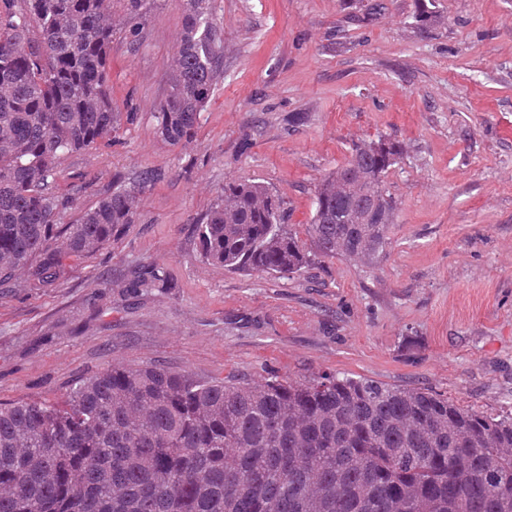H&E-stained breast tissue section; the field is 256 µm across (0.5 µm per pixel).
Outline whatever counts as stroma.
<instances>
[{
	"label": "stroma",
	"instance_id": "35a3bbf8",
	"mask_svg": "<svg viewBox=\"0 0 512 512\" xmlns=\"http://www.w3.org/2000/svg\"><path fill=\"white\" fill-rule=\"evenodd\" d=\"M212 0L220 77L196 135L154 130L183 0L144 24L112 13L107 86L126 113L109 145L61 158L93 205L120 173L137 219L58 287L0 288V402L57 400L113 365L204 379L319 372L426 388L491 414L512 410V0ZM406 153L375 263L316 258L292 279L207 264L195 224L227 183L256 179L307 239L318 184L353 144ZM162 267L163 291L131 296L132 269ZM111 280L103 292V280Z\"/></svg>",
	"mask_w": 512,
	"mask_h": 512
}]
</instances>
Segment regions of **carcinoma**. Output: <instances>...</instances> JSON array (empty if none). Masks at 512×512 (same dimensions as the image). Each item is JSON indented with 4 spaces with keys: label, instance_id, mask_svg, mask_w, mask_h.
<instances>
[{
    "label": "carcinoma",
    "instance_id": "cac0c4a2",
    "mask_svg": "<svg viewBox=\"0 0 512 512\" xmlns=\"http://www.w3.org/2000/svg\"><path fill=\"white\" fill-rule=\"evenodd\" d=\"M114 2L142 22L154 4L0 0V284L52 288L135 222L120 185L84 209L54 189L61 156L122 129L106 79ZM219 43L210 0H187L154 115L164 142L194 137ZM402 154L386 138L355 144L321 181L307 227L317 252L367 264L384 252L385 178ZM194 234L205 262L240 274L291 277L312 261L260 181L225 185ZM127 287L169 281L147 266ZM0 512H512V413L332 372L252 382L114 365L60 402L0 403Z\"/></svg>",
    "mask_w": 512,
    "mask_h": 512
}]
</instances>
